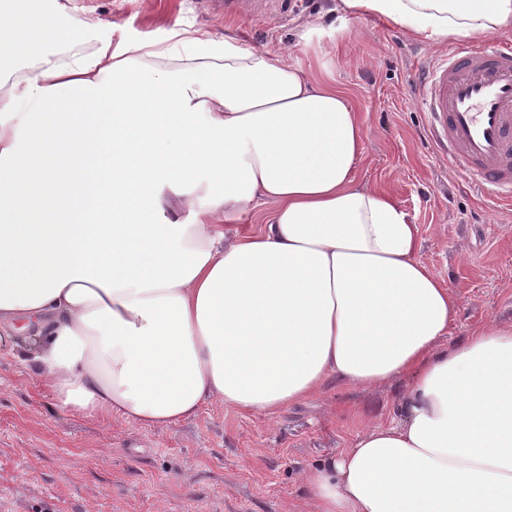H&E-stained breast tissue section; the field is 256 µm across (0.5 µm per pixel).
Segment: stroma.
<instances>
[{"label":"stroma","instance_id":"obj_1","mask_svg":"<svg viewBox=\"0 0 512 512\" xmlns=\"http://www.w3.org/2000/svg\"><path fill=\"white\" fill-rule=\"evenodd\" d=\"M114 37L174 25L230 33L342 89L361 119L359 184L387 187L418 224L420 256L455 294L440 348L478 324L512 325V206L483 200L433 145L417 103L427 68L453 51L386 21L339 20L336 0H273L265 20L214 16L209 0H76ZM410 377L322 390L271 415L207 404L172 427L59 411L22 363L0 356V512H312L301 476L386 425Z\"/></svg>","mask_w":512,"mask_h":512}]
</instances>
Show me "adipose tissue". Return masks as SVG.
<instances>
[{"instance_id":"ef3b65f1","label":"adipose tissue","mask_w":512,"mask_h":512,"mask_svg":"<svg viewBox=\"0 0 512 512\" xmlns=\"http://www.w3.org/2000/svg\"><path fill=\"white\" fill-rule=\"evenodd\" d=\"M338 10L429 42L512 30V0ZM362 154L347 96L284 56L0 0V353L65 412L149 427L407 375L400 423L304 474L314 512H512V326L439 349L455 295ZM271 204H261L257 207L250 217L248 216L241 224H228L224 227V241L229 243L234 241L237 236L258 231L264 221V215L271 210Z\"/></svg>"}]
</instances>
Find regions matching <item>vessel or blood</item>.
<instances>
[{"label": "vessel or blood", "instance_id": "obj_1", "mask_svg": "<svg viewBox=\"0 0 512 512\" xmlns=\"http://www.w3.org/2000/svg\"><path fill=\"white\" fill-rule=\"evenodd\" d=\"M219 11L263 18V0H216ZM418 103L430 140L470 184L495 202L512 201V48L461 46L430 67Z\"/></svg>", "mask_w": 512, "mask_h": 512}]
</instances>
